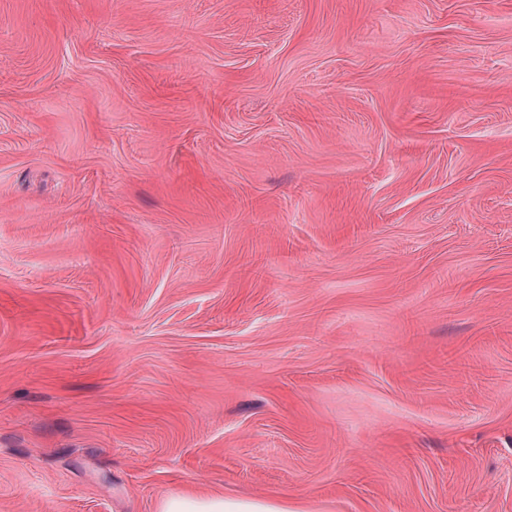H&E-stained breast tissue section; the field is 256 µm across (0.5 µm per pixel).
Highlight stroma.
<instances>
[{"instance_id": "35a3bbf8", "label": "stroma", "mask_w": 512, "mask_h": 512, "mask_svg": "<svg viewBox=\"0 0 512 512\" xmlns=\"http://www.w3.org/2000/svg\"><path fill=\"white\" fill-rule=\"evenodd\" d=\"M512 512V0H0V512ZM157 512H301L280 500L225 498L224 494L183 493L163 496Z\"/></svg>"}]
</instances>
